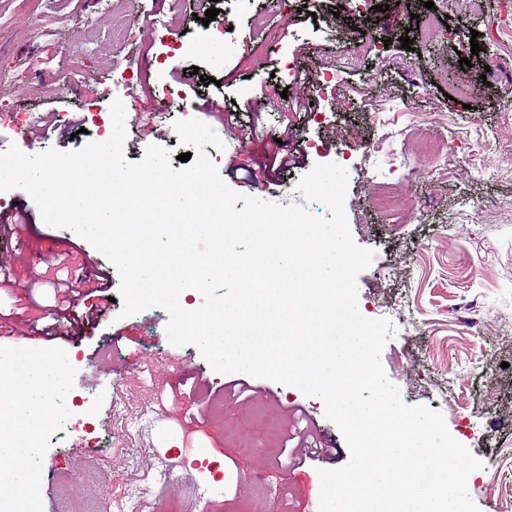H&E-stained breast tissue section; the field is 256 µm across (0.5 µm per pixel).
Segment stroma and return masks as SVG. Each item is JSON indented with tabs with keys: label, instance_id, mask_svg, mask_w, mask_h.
I'll return each mask as SVG.
<instances>
[{
	"label": "stroma",
	"instance_id": "1",
	"mask_svg": "<svg viewBox=\"0 0 512 512\" xmlns=\"http://www.w3.org/2000/svg\"><path fill=\"white\" fill-rule=\"evenodd\" d=\"M424 2L372 0L369 21L357 25L334 17V0H218L233 45L206 85L192 72L209 40L196 0H0V70L15 74L0 85V146L25 145L33 155L81 148L87 113L133 97L126 159L141 161L157 144L178 170L185 148L169 105L181 98L223 140L224 150L205 151L237 193L299 204L294 187L316 165L345 167L353 240L375 252L357 278L359 306L365 318L393 322L385 375L406 404L441 411L450 434L483 459L512 451V170L479 171L468 158L494 164L512 154V0H483L475 13L438 0L446 25L418 54L400 39L418 30ZM157 11L171 27L150 39L144 28ZM475 42L496 53L492 69L472 54ZM463 56L470 65H459ZM326 67L337 82H314ZM292 69L306 83L293 81ZM463 81L471 95L450 100ZM232 110L233 125L225 120ZM18 112L37 113L35 145L17 130ZM438 132L453 147L447 162L415 172L417 141ZM382 137L404 153V166L367 157L364 143ZM275 152L303 160L282 172L267 164ZM0 260L9 271L0 347L15 346L23 324L30 347L79 353L69 387L90 398L100 437L93 450L45 432L33 464L54 477L43 512H120L138 486L149 490L138 512H234L240 500L252 512H319V470L349 460L320 401L280 384L275 401L257 400L254 378L250 391L234 394L231 375L215 372L195 346L169 342L165 309L120 317L116 279L103 292L77 286L74 310L84 322L76 339H39L58 319L52 284L61 269L98 272L110 263L72 231L45 224L21 189L0 192ZM385 266L396 275L383 279ZM285 406L299 407L296 422L285 421ZM309 426L338 453L297 467L281 449H296L288 433ZM177 448L206 449L223 481L205 482L201 462L189 458L173 484H156L155 461ZM470 496L480 512H512V458Z\"/></svg>",
	"mask_w": 512,
	"mask_h": 512
}]
</instances>
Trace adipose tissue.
<instances>
[{"mask_svg":"<svg viewBox=\"0 0 512 512\" xmlns=\"http://www.w3.org/2000/svg\"><path fill=\"white\" fill-rule=\"evenodd\" d=\"M66 381L62 368L39 350L21 345L0 353V498L13 512H19L38 484L27 456L53 418L44 394Z\"/></svg>","mask_w":512,"mask_h":512,"instance_id":"adipose-tissue-1","label":"adipose tissue"}]
</instances>
